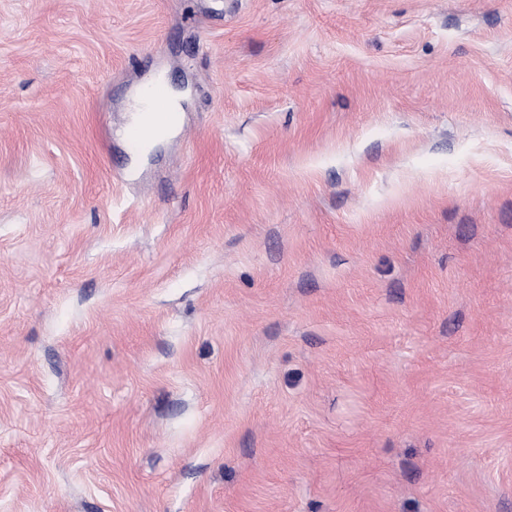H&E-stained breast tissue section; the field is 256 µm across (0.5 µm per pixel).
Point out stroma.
<instances>
[{
    "label": "stroma",
    "instance_id": "1",
    "mask_svg": "<svg viewBox=\"0 0 512 512\" xmlns=\"http://www.w3.org/2000/svg\"><path fill=\"white\" fill-rule=\"evenodd\" d=\"M0 512H512V0H0ZM145 100L150 119L148 123L129 131L128 143L132 148L144 145L152 137L162 136L168 128L165 90L161 86H153L146 92Z\"/></svg>",
    "mask_w": 512,
    "mask_h": 512
}]
</instances>
